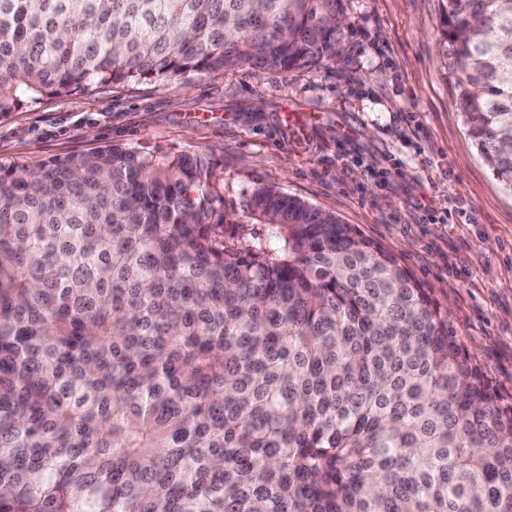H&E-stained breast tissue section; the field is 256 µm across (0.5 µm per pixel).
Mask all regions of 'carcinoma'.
Masks as SVG:
<instances>
[{
  "label": "carcinoma",
  "mask_w": 512,
  "mask_h": 512,
  "mask_svg": "<svg viewBox=\"0 0 512 512\" xmlns=\"http://www.w3.org/2000/svg\"><path fill=\"white\" fill-rule=\"evenodd\" d=\"M467 132L512 190V3L447 0ZM344 0H0L26 100L335 59ZM199 156L0 163V512H512V400L396 257Z\"/></svg>",
  "instance_id": "cac0c4a2"
}]
</instances>
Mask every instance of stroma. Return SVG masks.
<instances>
[{
	"label": "stroma",
	"mask_w": 512,
	"mask_h": 512,
	"mask_svg": "<svg viewBox=\"0 0 512 512\" xmlns=\"http://www.w3.org/2000/svg\"><path fill=\"white\" fill-rule=\"evenodd\" d=\"M336 60L45 95L0 115V162L34 168L117 143L198 155L220 210L277 187L393 254L512 397V190L462 121L446 0H346ZM313 113L302 146L285 113Z\"/></svg>",
	"instance_id": "obj_1"
}]
</instances>
